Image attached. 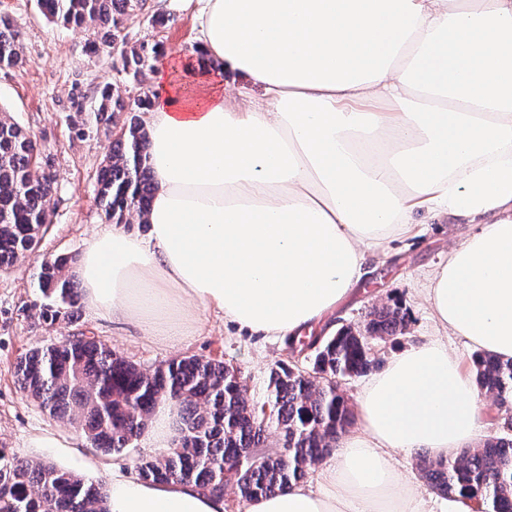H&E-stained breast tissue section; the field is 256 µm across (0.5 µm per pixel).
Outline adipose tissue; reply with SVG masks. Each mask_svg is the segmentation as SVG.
I'll return each instance as SVG.
<instances>
[{"label":"adipose tissue","instance_id":"adipose-tissue-1","mask_svg":"<svg viewBox=\"0 0 512 512\" xmlns=\"http://www.w3.org/2000/svg\"><path fill=\"white\" fill-rule=\"evenodd\" d=\"M207 68L164 83L148 116L155 190L140 236L114 224L77 269L97 316L165 344L219 312L284 338L336 306L369 256L417 216L478 232L449 248L423 292L436 323L512 357V0H198ZM317 487L244 512H424L396 455L473 447L481 407L441 338L392 358L359 399ZM157 404L144 435L172 447ZM110 512H224L188 482L113 467Z\"/></svg>","mask_w":512,"mask_h":512}]
</instances>
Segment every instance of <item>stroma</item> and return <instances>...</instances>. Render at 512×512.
Here are the masks:
<instances>
[{"label":"stroma","mask_w":512,"mask_h":512,"mask_svg":"<svg viewBox=\"0 0 512 512\" xmlns=\"http://www.w3.org/2000/svg\"><path fill=\"white\" fill-rule=\"evenodd\" d=\"M197 9V0H154V10L165 15V23L152 22L147 14L126 22L127 46L149 42L164 47L152 58L145 84H127L130 98L143 91L155 95L163 76L193 88L187 57L196 43ZM0 14L8 15L20 31L24 57L20 66L0 68V106L36 137L42 153L51 157L56 174L48 203L51 222L38 249L14 266L0 268V451L17 452L36 462H54L49 449L33 447L32 441L43 432L57 430L77 444L79 457L71 463V471L83 473L82 461L90 458L98 463L95 477L111 478L112 467L118 464L136 478L139 459L146 453L142 444L134 443L123 453L111 455L93 448L79 431L50 416L20 390L14 367L22 355L83 333L97 337L146 370L185 356L221 359L239 370L250 399L262 404L267 400L269 371L276 362L294 359L308 369L314 353L309 350L292 356L289 340L236 332L211 311L204 315L201 332L173 347L87 310L71 324L42 316L45 300L37 288L42 263L60 255H81L86 239L107 223L96 199L97 175L129 115H116L108 127L98 123L93 113L98 88L123 78L118 52L87 51L86 33L49 22L36 0H0ZM474 230V225L451 224L444 219L416 225L382 255L372 258L356 288L333 312L307 326V333L327 337L343 326L360 330L374 308L398 303L407 312L402 333L371 343L381 361H389L423 337L436 335L438 329L422 290L449 248L462 243Z\"/></svg>","instance_id":"1"}]
</instances>
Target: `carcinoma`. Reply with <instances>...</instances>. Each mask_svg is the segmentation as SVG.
<instances>
[{"label":"carcinoma","mask_w":512,"mask_h":512,"mask_svg":"<svg viewBox=\"0 0 512 512\" xmlns=\"http://www.w3.org/2000/svg\"><path fill=\"white\" fill-rule=\"evenodd\" d=\"M52 22L91 30L89 50L117 49L128 17L151 9L147 0H37ZM160 46L145 43L120 51L125 77L145 82L149 60ZM22 61V43L13 20L0 15V67ZM151 106L149 95L126 97L120 84H106L96 103V119L110 124L120 112ZM147 133L136 118L121 128L98 178L105 218L128 224L135 214L145 223L154 186L148 166ZM55 176L31 135L0 108V268L33 251L42 238ZM70 259L45 263L38 277L53 319L74 316L80 288L69 276ZM405 326L397 305L370 313L367 335L347 326L318 349L312 371L279 362L268 387L276 407L274 426L284 453L246 465L235 479L244 500L301 482L311 465L331 453L352 423L344 396L328 379L360 377L379 365L368 338L395 336ZM475 381L504 405H512V359L473 354ZM21 389L50 415L77 425L102 452L120 453L138 440L155 405L175 402L181 418L177 443L141 457L143 479L192 482L205 491L221 489L223 463L246 448H264L267 429L254 416L255 403L234 368L220 360L184 357L153 371L128 362L93 336H70L35 349L16 367ZM429 488L448 496L482 501L486 512H512V435L497 437L448 459L423 460ZM0 512H108L100 482L49 463H33L0 452Z\"/></svg>","instance_id":"cac0c4a2"}]
</instances>
